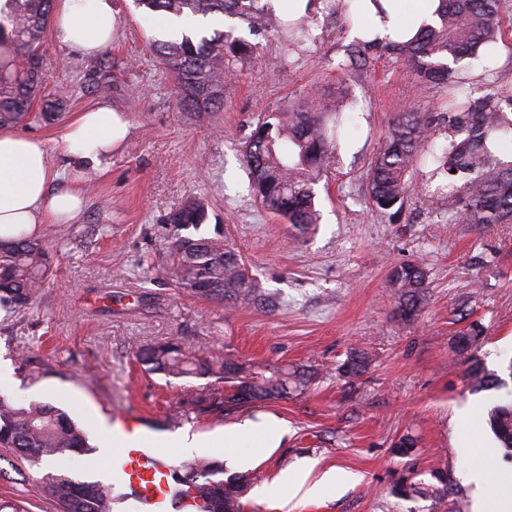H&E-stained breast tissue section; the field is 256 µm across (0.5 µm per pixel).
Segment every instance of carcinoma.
I'll return each instance as SVG.
<instances>
[{"label": "carcinoma", "instance_id": "obj_1", "mask_svg": "<svg viewBox=\"0 0 512 512\" xmlns=\"http://www.w3.org/2000/svg\"><path fill=\"white\" fill-rule=\"evenodd\" d=\"M152 15L168 16L180 34L154 44L160 64L174 74L177 100L182 109L200 118L224 108V79L233 72L230 62L250 53L235 36V27L208 33L206 25L216 17L239 18L252 29L264 27L269 9L260 0H135ZM54 0H6L0 8V127L47 118L35 113L42 77L41 43L53 12ZM499 0H441L437 19L426 25L406 45L393 47L416 71L420 81L451 84L457 65L493 55L497 43ZM499 94L489 93L481 105L448 121L447 143L437 145L427 113L404 112L392 123L368 173L372 208L391 218L398 216L407 194L408 177L419 170L437 192L455 199L459 219L466 224L512 223V162L497 158L512 121L498 108ZM345 126L343 109L319 104L307 110L294 107L263 118L245 149V161L253 187L264 207L305 234L317 223L314 185ZM465 178L458 188L452 177ZM204 204L189 200L170 213L174 226L167 243L163 270L177 287L211 300L257 301L262 293L248 275L242 258L222 238L194 235L203 223ZM50 271L46 244L37 237L0 240V308L25 309L33 305ZM390 283L397 307L408 320L426 302V272L420 263L393 267ZM483 330L477 324L454 338V348L470 363V390L480 392L502 382L488 373L474 349ZM137 362L150 372L171 378H213L225 384L224 410L248 403L288 397L297 381L286 368L249 373L230 359L183 350L175 342L147 345L134 352ZM370 364L363 351L349 355L340 366L342 376L356 379ZM487 425L500 445L512 451V400L493 405ZM0 446L16 449L32 464L65 451L87 447L86 433L63 411L32 402L20 405L0 395ZM417 439L402 435L392 453L412 457ZM213 463L193 458L176 466L170 494L177 498L182 487L195 488L204 512H243L242 499L249 486L246 475L225 482L211 479ZM62 512H112V497L96 484L67 477L49 476L44 486ZM452 479L442 471L430 480L411 472L400 477L393 491L398 498H442L452 493Z\"/></svg>", "mask_w": 512, "mask_h": 512}]
</instances>
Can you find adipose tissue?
<instances>
[{
    "label": "adipose tissue",
    "instance_id": "ef3b65f1",
    "mask_svg": "<svg viewBox=\"0 0 512 512\" xmlns=\"http://www.w3.org/2000/svg\"><path fill=\"white\" fill-rule=\"evenodd\" d=\"M350 38L370 45H403L431 21L441 0H347ZM112 0H55L57 40L85 55L112 42ZM127 126L109 105L78 113L62 131L68 167L99 168L125 138ZM47 147L38 138L0 130V239L37 233L43 224L76 223L85 197L73 183L54 186Z\"/></svg>",
    "mask_w": 512,
    "mask_h": 512
}]
</instances>
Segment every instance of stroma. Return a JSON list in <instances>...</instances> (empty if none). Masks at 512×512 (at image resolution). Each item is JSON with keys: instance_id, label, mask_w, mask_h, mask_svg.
I'll use <instances>...</instances> for the list:
<instances>
[{"instance_id": "35a3bbf8", "label": "stroma", "mask_w": 512, "mask_h": 512, "mask_svg": "<svg viewBox=\"0 0 512 512\" xmlns=\"http://www.w3.org/2000/svg\"><path fill=\"white\" fill-rule=\"evenodd\" d=\"M314 4L312 36L303 41L237 23L251 52L236 61L224 108L207 122L178 107L175 79L152 50L160 20L145 18L134 0H112L110 74L98 57L46 33L34 109L59 117L17 126V133L44 140L58 167L65 162L61 132L78 112L109 104L129 132L107 162L80 174L86 206L78 223L39 227L53 273L37 302L22 311L0 308V393L61 409L86 430L90 449L71 463L57 456L35 467L0 447V503L60 512L43 487L49 475L97 482L118 496L99 437L100 420H111L116 408L142 416L175 463L187 454L172 439L185 432L216 434L248 421L284 427L277 448L261 451L251 442L208 455L218 466L213 480L251 476L243 512H452L448 499L396 497L395 480L411 467L447 472L471 501L477 490L469 472L512 471L486 423L488 410L512 392V378L499 389L469 392L467 365L452 350L453 338L476 323L483 366L500 375L512 361V224L458 223L452 199L428 196L416 174L399 216L373 212L369 167L394 118L419 109L442 135L457 108L446 88L419 83L390 47L351 40L344 7ZM340 87L355 106L341 139L356 149L337 153L317 183L320 221L301 235L256 196L245 146L265 114L316 92L335 99ZM190 199L205 204L202 234L223 236L271 306L200 299L164 276L166 217ZM413 261L425 268L428 301L407 321L388 277L394 265ZM172 339L189 352L256 369L298 368L312 379L288 398L228 411L214 399L213 380L169 379L136 362V347ZM356 349L373 362L349 382L337 367ZM26 360L39 375L23 369ZM464 408L479 443L466 454L455 423ZM407 432L419 440L411 460L390 449ZM304 470L314 481L329 471L347 481L291 496L279 479Z\"/></svg>"}]
</instances>
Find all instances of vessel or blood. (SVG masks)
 <instances>
[{
	"label": "vessel or blood",
	"instance_id": "obj_1",
	"mask_svg": "<svg viewBox=\"0 0 512 512\" xmlns=\"http://www.w3.org/2000/svg\"><path fill=\"white\" fill-rule=\"evenodd\" d=\"M112 424L117 442L112 461L140 512H199L193 496L177 501L170 498L168 484L173 465L149 446L142 420L117 409Z\"/></svg>",
	"mask_w": 512,
	"mask_h": 512
}]
</instances>
